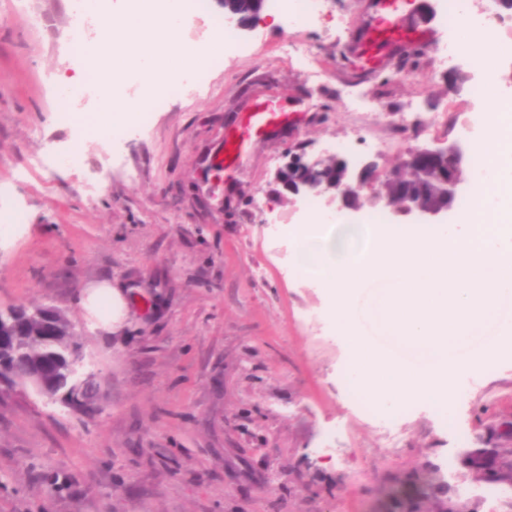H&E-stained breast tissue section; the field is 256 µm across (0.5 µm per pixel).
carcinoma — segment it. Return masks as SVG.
I'll return each mask as SVG.
<instances>
[{
    "mask_svg": "<svg viewBox=\"0 0 512 512\" xmlns=\"http://www.w3.org/2000/svg\"><path fill=\"white\" fill-rule=\"evenodd\" d=\"M266 0H224V9L247 21ZM82 356L73 324L53 306L20 305L0 312V385L8 390L20 384L30 369L43 372L47 389L61 394L67 408L92 410L99 398L97 380L73 373L71 361ZM455 466L458 479H446L442 465L428 460L420 467L396 478L387 492V512H482L485 498L471 501L457 498L453 489L466 485L482 486V477L492 469L496 482L491 484L501 495L502 512H512V431L501 424H485V433L477 441L457 450Z\"/></svg>",
    "mask_w": 512,
    "mask_h": 512,
    "instance_id": "obj_1",
    "label": "carcinoma"
}]
</instances>
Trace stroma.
Segmentation results:
<instances>
[{"mask_svg":"<svg viewBox=\"0 0 512 512\" xmlns=\"http://www.w3.org/2000/svg\"><path fill=\"white\" fill-rule=\"evenodd\" d=\"M368 2L328 0L309 28L269 19L241 31L250 52L223 58L195 94L115 145L61 120L47 81L80 66L65 45L72 0L23 11L0 0V212L25 209L23 223L0 227V309L65 312L102 394L92 413L0 399V512H378L393 478L454 456L449 426L482 434L475 407L512 418V357L458 375L447 406L352 399L327 290L296 266L300 213L274 179L291 145L305 141L315 158L345 140L386 173L449 139L438 111L468 107L445 65L354 71L349 40ZM290 41L308 46L321 83L281 56ZM352 96L366 114L347 111ZM259 103L295 119L255 138L200 202L218 132ZM49 145L50 170L31 169ZM103 281L127 302L109 331L79 305Z\"/></svg>","mask_w":512,"mask_h":512,"instance_id":"35a3bbf8","label":"stroma"}]
</instances>
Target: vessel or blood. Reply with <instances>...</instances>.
<instances>
[{
    "mask_svg": "<svg viewBox=\"0 0 512 512\" xmlns=\"http://www.w3.org/2000/svg\"><path fill=\"white\" fill-rule=\"evenodd\" d=\"M426 8L413 0H373L369 19L352 36L349 54L357 70L372 74L407 50H426L436 45L437 29L428 22ZM287 113L257 110L242 113L235 132L227 136L217 165L232 172L243 159L251 140L286 121Z\"/></svg>",
    "mask_w": 512,
    "mask_h": 512,
    "instance_id": "vessel-or-blood-1",
    "label": "vessel or blood"
}]
</instances>
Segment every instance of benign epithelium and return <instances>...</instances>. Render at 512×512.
Masks as SVG:
<instances>
[{
	"mask_svg": "<svg viewBox=\"0 0 512 512\" xmlns=\"http://www.w3.org/2000/svg\"><path fill=\"white\" fill-rule=\"evenodd\" d=\"M465 167V150L449 141L409 150L399 161L398 171L383 180L374 159L337 155L307 159L292 146L274 178L288 184L294 197L322 194L320 184L306 180L304 174L306 170H320L339 202L336 214L349 221L358 220L364 205L381 203L390 207L397 223L441 224L453 199L467 186ZM352 187L359 192L355 200L349 194Z\"/></svg>",
	"mask_w": 512,
	"mask_h": 512,
	"instance_id": "benign-epithelium-1",
	"label": "benign epithelium"
}]
</instances>
